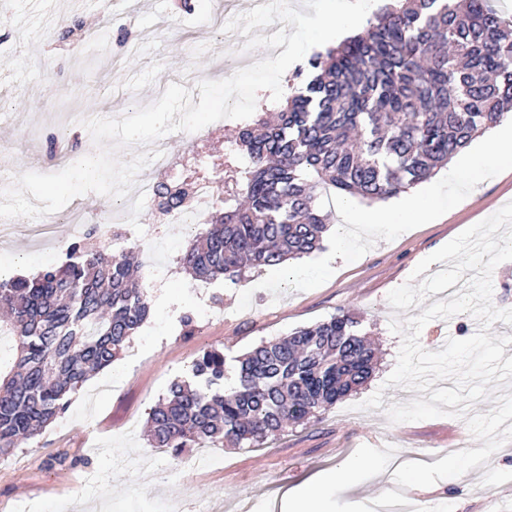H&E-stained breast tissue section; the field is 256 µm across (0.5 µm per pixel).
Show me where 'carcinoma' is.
Returning a JSON list of instances; mask_svg holds the SVG:
<instances>
[{
    "label": "carcinoma",
    "instance_id": "cac0c4a2",
    "mask_svg": "<svg viewBox=\"0 0 512 512\" xmlns=\"http://www.w3.org/2000/svg\"><path fill=\"white\" fill-rule=\"evenodd\" d=\"M277 112L238 130L250 166L224 181L222 208L179 257L200 282L239 279L320 247L321 198L396 197L448 164L512 110V20L490 0H394L361 33L313 53ZM157 186L169 208L190 183ZM59 267L0 279V326L16 359L0 370V458L36 436L90 376L116 360L149 317L142 251L72 244ZM376 349L349 314L262 343L224 390V352L205 351L151 408L150 446L260 448L326 410L372 375Z\"/></svg>",
    "mask_w": 512,
    "mask_h": 512
}]
</instances>
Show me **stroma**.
I'll use <instances>...</instances> for the list:
<instances>
[{
  "instance_id": "35a3bbf8",
  "label": "stroma",
  "mask_w": 512,
  "mask_h": 512,
  "mask_svg": "<svg viewBox=\"0 0 512 512\" xmlns=\"http://www.w3.org/2000/svg\"><path fill=\"white\" fill-rule=\"evenodd\" d=\"M254 6V0L230 5L204 0L188 13L176 0H82L76 10L68 0H0V37L14 44L9 55L0 56V184L10 185L25 171L51 172L46 137L57 128L73 136L74 154H91L96 146L83 119L122 116L153 103L173 82L195 89L204 72L217 79L216 53L227 58L242 53L237 33L224 32V25ZM77 21L101 27L104 47L89 50L72 38L56 39V32ZM238 128L230 119L206 127L195 143L183 131L168 139L184 165L203 158L214 176L245 167L235 146ZM430 188L440 192L436 213L418 224L354 229L353 210L388 212L393 200L354 198L345 211L337 193L324 197L331 227L320 249L295 266L313 269L335 249L340 257L334 273L310 280L284 278L275 267L208 284L180 270L165 274L157 261L168 253L180 256L205 227L187 233L163 223L156 204L139 206L127 239L144 251L151 316L118 358L117 370L91 377L40 435L0 459V512H281L286 492L339 467L363 445L437 460L451 448H476L458 417L388 421L386 405L417 396L384 385L401 345L390 322L421 310L394 311L387 296L423 258L512 201V164L468 175L454 159L413 191ZM53 218L59 223L58 248L32 240L34 220L12 219L7 236L0 237V270L14 274L24 267L36 273L61 265L72 238L61 213ZM338 224L350 227L341 249L334 231ZM342 313L361 320L379 355L367 383L330 410L288 427L260 448H189L177 461L150 447L143 433L150 408L174 379L189 375L203 351H223L226 377L233 380L240 358L252 348ZM478 329L473 316L459 313L428 322L420 343L439 351L447 339H465ZM378 391L383 407L359 410V403ZM60 452L68 454L70 465L48 468ZM405 494L428 500L429 512H486L492 496L512 512V452H495L487 465Z\"/></svg>"
}]
</instances>
